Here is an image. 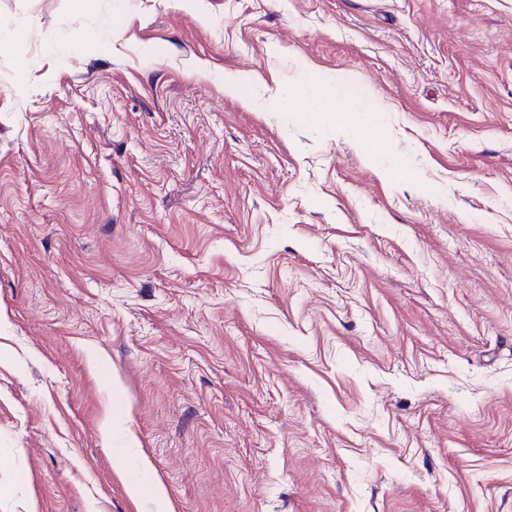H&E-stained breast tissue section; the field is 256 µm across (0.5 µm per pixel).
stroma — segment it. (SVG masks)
Segmentation results:
<instances>
[{"label": "stroma", "mask_w": 512, "mask_h": 512, "mask_svg": "<svg viewBox=\"0 0 512 512\" xmlns=\"http://www.w3.org/2000/svg\"><path fill=\"white\" fill-rule=\"evenodd\" d=\"M16 39L0 512H512V0H0Z\"/></svg>", "instance_id": "1"}]
</instances>
